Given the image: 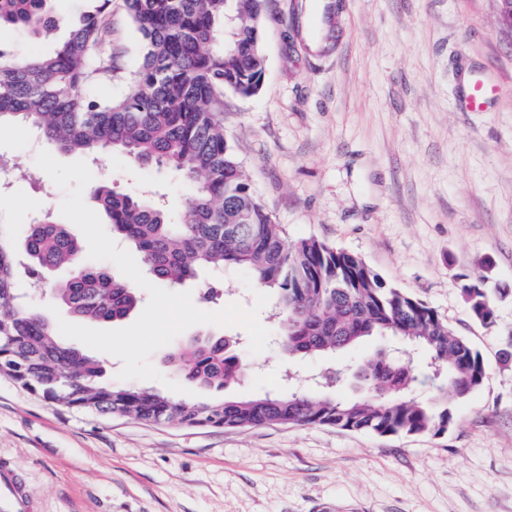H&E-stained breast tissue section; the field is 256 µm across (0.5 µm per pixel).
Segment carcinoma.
<instances>
[{"label":"carcinoma","mask_w":512,"mask_h":512,"mask_svg":"<svg viewBox=\"0 0 512 512\" xmlns=\"http://www.w3.org/2000/svg\"><path fill=\"white\" fill-rule=\"evenodd\" d=\"M90 2L54 53L0 46V122H27L47 142L93 162L119 150L193 183L177 223L160 197L93 187L112 237L135 247L154 280L177 288L200 271L245 270L274 294L277 339L288 357H331L357 349L367 337H399L422 353L434 394H415V368L379 351L326 368L315 389L283 395L201 402L114 386L103 380V361L62 339L17 283L25 279L37 293L45 273L66 267L69 276L52 289L55 301L76 318L108 323L138 307L140 289L85 261L79 241L49 215L19 228L0 224V375L62 408L145 423L244 429L274 421L379 435L447 431L451 400L486 379L481 354L433 308L387 285L359 255L314 238L286 245L224 137V93L249 98L262 85L266 0H123L145 48L133 70L106 51L112 0ZM2 23L39 37L60 20L48 0H0ZM114 79L124 92L98 97L97 85ZM462 293L476 319L495 321L500 289L476 280ZM172 356L173 371L194 389L224 391L240 385L245 372L239 341L231 336L197 340ZM345 367L358 373L362 389L355 399L332 393L347 380L337 375Z\"/></svg>","instance_id":"cac0c4a2"}]
</instances>
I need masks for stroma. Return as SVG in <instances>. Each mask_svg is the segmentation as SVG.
Listing matches in <instances>:
<instances>
[{
  "mask_svg": "<svg viewBox=\"0 0 512 512\" xmlns=\"http://www.w3.org/2000/svg\"><path fill=\"white\" fill-rule=\"evenodd\" d=\"M317 0H268L259 93L224 96V135L255 197L288 242L315 238L361 256L388 285L435 309L482 356L483 385L453 401L439 436H380L325 426L186 428L59 407L0 375V461L17 464L36 512H512V31L497 0H335V38L311 49ZM112 50L128 68L143 48L120 0ZM501 93L483 112L454 107L468 73ZM62 163L27 124L0 125L17 179L0 186V224L60 216L65 197L36 156ZM94 180L157 190L179 219L190 185L108 152ZM38 181H31V173ZM504 289L494 323L474 320L462 287ZM243 392L287 391L328 359L284 364L276 341L251 353L239 327Z\"/></svg>",
  "mask_w": 512,
  "mask_h": 512,
  "instance_id": "35a3bbf8",
  "label": "stroma"
}]
</instances>
